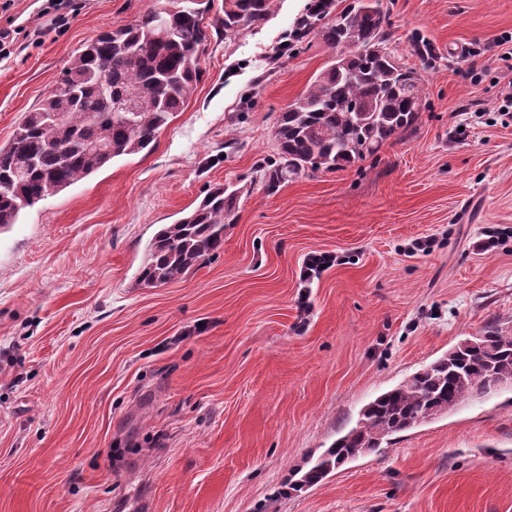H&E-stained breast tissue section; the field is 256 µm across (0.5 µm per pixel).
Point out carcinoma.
Wrapping results in <instances>:
<instances>
[{
    "mask_svg": "<svg viewBox=\"0 0 512 512\" xmlns=\"http://www.w3.org/2000/svg\"><path fill=\"white\" fill-rule=\"evenodd\" d=\"M196 0H174L160 26L151 11L129 24L101 32L75 55L55 88L25 115L10 141L0 146V229L17 222L19 213L46 197L90 177L114 158L154 147L156 135L184 106L200 81L202 45L208 33ZM275 0H224V34L265 21ZM388 22L379 0H313L293 38L311 32L339 53L279 116L275 130L278 160L268 173L269 186L302 173L333 171L376 154L389 141L411 130L423 90L415 73L385 48ZM108 84L102 90V83ZM135 90L146 107L137 124L120 122L113 103ZM364 105L367 112H354ZM64 115L62 122L49 119ZM60 138L72 142L65 156L47 149ZM106 139L112 151L85 144ZM235 194L210 189L199 204L155 234L140 270V282L157 287L189 272L203 257L224 247ZM512 380V338L495 330L476 345L448 350V355L418 370L364 406L355 427L334 442L296 482L311 486L338 465L380 447L408 430L417 418L446 414L480 396L492 378Z\"/></svg>",
    "mask_w": 512,
    "mask_h": 512,
    "instance_id": "1",
    "label": "carcinoma"
}]
</instances>
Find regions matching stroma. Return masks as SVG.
Wrapping results in <instances>:
<instances>
[{
	"label": "stroma",
	"instance_id": "stroma-1",
	"mask_svg": "<svg viewBox=\"0 0 512 512\" xmlns=\"http://www.w3.org/2000/svg\"><path fill=\"white\" fill-rule=\"evenodd\" d=\"M79 2L61 27L13 0L1 146L84 44L165 0ZM309 2L228 37L223 0H203L202 79L153 150L0 232V512H512L511 388L288 487L377 395L512 334V0H380L424 89L415 126L271 190L279 115L334 55L315 32L286 45ZM220 184L238 193L223 249L139 286L155 233ZM323 252L335 264L303 283ZM335 260L336 257L326 253L308 255L303 263L301 279L304 283L310 282L326 268L332 266ZM322 264H325V268H322Z\"/></svg>",
	"mask_w": 512,
	"mask_h": 512
}]
</instances>
